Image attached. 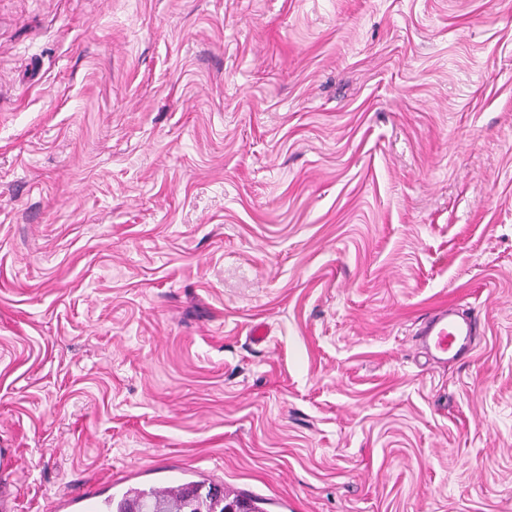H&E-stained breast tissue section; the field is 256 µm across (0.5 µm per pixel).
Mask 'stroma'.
<instances>
[{
    "instance_id": "stroma-1",
    "label": "stroma",
    "mask_w": 512,
    "mask_h": 512,
    "mask_svg": "<svg viewBox=\"0 0 512 512\" xmlns=\"http://www.w3.org/2000/svg\"><path fill=\"white\" fill-rule=\"evenodd\" d=\"M0 448L13 512H512V0H0ZM477 329L474 315L442 307L425 318L417 334L419 346L434 365H447L469 356ZM19 459L8 449L0 450V479L2 480V491L0 490V509L4 512L11 511L8 495L5 491V483L14 478L19 469ZM205 481H190L171 490H138L131 488L122 494L120 499L112 495V504L100 512H224V499L242 500L247 503L249 512H261L257 507L244 499L233 498L222 492L221 499L210 498L213 487L208 484L206 492H202ZM220 488V487H217ZM222 489V488H220ZM55 510L59 512H97L98 503L87 493L64 494L56 501Z\"/></svg>"
}]
</instances>
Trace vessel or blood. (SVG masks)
<instances>
[{"label": "vessel or blood", "mask_w": 512, "mask_h": 512, "mask_svg": "<svg viewBox=\"0 0 512 512\" xmlns=\"http://www.w3.org/2000/svg\"><path fill=\"white\" fill-rule=\"evenodd\" d=\"M478 320L474 315L453 307H442L429 314L419 332L418 342L429 361L441 366L465 359L472 350ZM97 502L91 495L65 494L56 502V512H96Z\"/></svg>", "instance_id": "1"}]
</instances>
